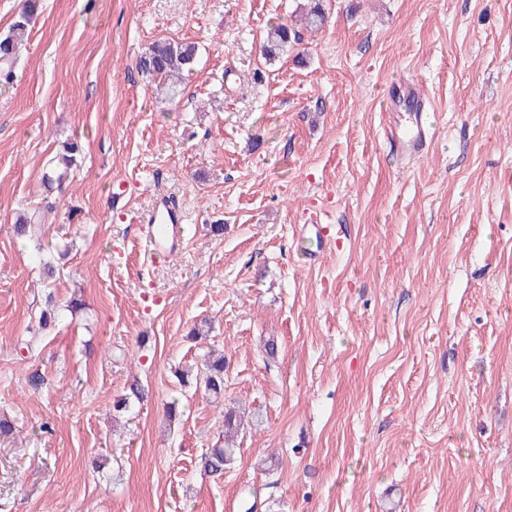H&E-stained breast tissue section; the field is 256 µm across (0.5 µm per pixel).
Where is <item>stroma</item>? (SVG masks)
<instances>
[{
	"label": "stroma",
	"mask_w": 512,
	"mask_h": 512,
	"mask_svg": "<svg viewBox=\"0 0 512 512\" xmlns=\"http://www.w3.org/2000/svg\"><path fill=\"white\" fill-rule=\"evenodd\" d=\"M301 3L41 0L0 84V512H512V0H326L263 59ZM163 38L200 51L172 102L136 70ZM394 85L431 101L422 156L387 137ZM160 193L185 234L155 262ZM49 292L84 308L42 333ZM213 349L218 400L175 377ZM226 406L250 427L213 476ZM322 0H310L307 6H300L301 15L300 23L293 25L280 23L268 29L263 43L262 54L268 60H275L279 58L288 47L299 44L302 41L299 28L306 27L308 30L319 29L325 23V11L323 8ZM78 150L77 142L63 144L62 148L46 161L42 182L45 184L57 183L61 186L75 166V155ZM142 241L151 259H161L179 250L183 215L169 196L158 195L150 211L141 217ZM306 235V246L303 248V253L307 260L312 261L329 245L330 231L327 226L309 224Z\"/></svg>",
	"instance_id": "35a3bbf8"
}]
</instances>
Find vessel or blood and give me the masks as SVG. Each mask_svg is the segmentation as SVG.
Listing matches in <instances>:
<instances>
[{"mask_svg": "<svg viewBox=\"0 0 512 512\" xmlns=\"http://www.w3.org/2000/svg\"><path fill=\"white\" fill-rule=\"evenodd\" d=\"M402 99L410 108L411 120L406 126L389 128L387 136L397 143L403 153L419 155L427 143L429 134L424 122L427 100L415 90L406 88ZM142 241L146 253L153 259H161L179 250L182 240L183 215L179 205L169 196H157L154 205L141 218ZM306 245L303 253L307 260H315L330 242L328 227L309 225L306 230Z\"/></svg>", "mask_w": 512, "mask_h": 512, "instance_id": "obj_1", "label": "vessel or blood"}]
</instances>
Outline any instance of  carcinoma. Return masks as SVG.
<instances>
[{"mask_svg": "<svg viewBox=\"0 0 512 512\" xmlns=\"http://www.w3.org/2000/svg\"><path fill=\"white\" fill-rule=\"evenodd\" d=\"M40 0H23L17 19L9 33L0 37V79L9 82L13 78V67L21 47L27 41L29 29L38 15ZM325 11L322 0H310L302 7L299 23H280L268 29L263 43L262 54L268 60H274L288 47L302 41L300 28L318 29L325 23ZM198 47L193 42L163 40L154 43L136 62L138 73L156 86L157 92L165 99L171 100L181 92L184 73L192 70L197 58ZM78 144L70 142L45 163L42 182L45 184H63L75 166ZM43 217L35 212L23 214L17 219L12 230L19 236H37ZM203 380L206 391L219 398L224 391V356H214L205 361ZM146 398L145 390L137 382L130 385V394L117 402V407L131 409L134 402L142 403ZM247 425L245 416L229 409L224 412V446L213 448L204 457L205 468L212 473L224 470L231 461L233 445Z\"/></svg>", "mask_w": 512, "mask_h": 512, "instance_id": "carcinoma-1", "label": "carcinoma"}]
</instances>
